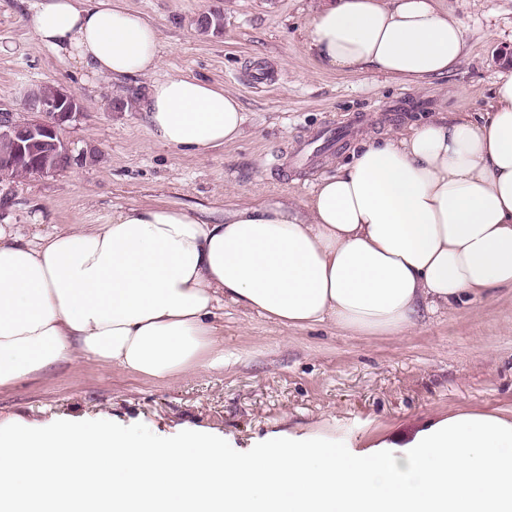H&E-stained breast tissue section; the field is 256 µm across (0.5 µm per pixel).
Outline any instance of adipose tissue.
<instances>
[{
    "instance_id": "adipose-tissue-1",
    "label": "adipose tissue",
    "mask_w": 512,
    "mask_h": 512,
    "mask_svg": "<svg viewBox=\"0 0 512 512\" xmlns=\"http://www.w3.org/2000/svg\"><path fill=\"white\" fill-rule=\"evenodd\" d=\"M31 24L87 74L151 76L139 109L158 143L204 156L242 136L235 94L155 78L158 30L122 0H36ZM305 42L329 70L422 83L459 64L465 31L436 0H322ZM498 287L512 288L506 65L484 114L368 138L296 203L239 206L219 222L193 208H120L30 238L0 225V390L65 362L155 382L223 364L215 316L227 303L287 329L400 336Z\"/></svg>"
}]
</instances>
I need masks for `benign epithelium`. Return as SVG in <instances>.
Instances as JSON below:
<instances>
[{
    "instance_id": "benign-epithelium-1",
    "label": "benign epithelium",
    "mask_w": 512,
    "mask_h": 512,
    "mask_svg": "<svg viewBox=\"0 0 512 512\" xmlns=\"http://www.w3.org/2000/svg\"><path fill=\"white\" fill-rule=\"evenodd\" d=\"M28 111L36 117L25 122H18L8 113L0 115V134H7L22 143L48 141L52 145L51 154L37 169L39 174L54 173L61 165H72L76 161L69 148L58 136V128L77 120L83 113L79 96L67 89H60L52 102L26 100Z\"/></svg>"
}]
</instances>
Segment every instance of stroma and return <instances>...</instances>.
<instances>
[{
  "instance_id": "obj_1",
  "label": "stroma",
  "mask_w": 512,
  "mask_h": 512,
  "mask_svg": "<svg viewBox=\"0 0 512 512\" xmlns=\"http://www.w3.org/2000/svg\"><path fill=\"white\" fill-rule=\"evenodd\" d=\"M33 0H0V113L29 116L24 100L39 85L78 93L79 120L59 136L79 163L0 183V225L25 235L102 224L113 209L197 206L215 211L266 198L299 199L366 137L400 131L436 113L484 111L512 49V0H438L466 31V49L448 75L416 85L376 72L336 73L304 46L318 0H126L158 28L157 77L192 75L238 96L248 121L235 142L198 156L156 143L136 104L110 100L146 90L149 77L116 83L60 62L35 39ZM218 10L224 28L199 34L197 19ZM399 111H391V104ZM355 124L341 146L305 163L295 152L317 131ZM224 364L157 383L88 362L0 391V419L33 424L105 417L170 437L216 431L246 452L269 434L313 433L350 448L402 446L457 409L512 417V288L491 299L425 315L403 336H354L323 323L286 329L228 305Z\"/></svg>"
}]
</instances>
